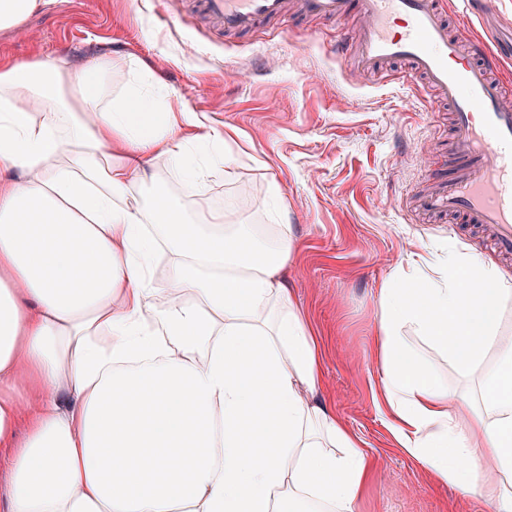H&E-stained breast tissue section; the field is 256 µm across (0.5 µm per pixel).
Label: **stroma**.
Returning a JSON list of instances; mask_svg holds the SVG:
<instances>
[{"label":"stroma","instance_id":"35a3bbf8","mask_svg":"<svg viewBox=\"0 0 512 512\" xmlns=\"http://www.w3.org/2000/svg\"><path fill=\"white\" fill-rule=\"evenodd\" d=\"M446 2L450 16L467 17L471 35L494 45L512 40V0H499L491 13L480 0ZM179 7V0H54L20 29L0 30V60L108 53L118 95L133 55L207 125L236 129L228 145L233 162L210 171L204 195L182 196L181 174L168 159H154L153 167L198 223L220 210L228 225L290 226L298 249L283 276L322 341L332 407L375 461L358 512H487L482 498L431 483L397 447L372 400L376 292L397 261L420 253L436 266L458 251L512 276V259L480 234L449 230L403 206L407 194L423 190L424 169L446 162L444 108L402 70L384 82L349 75L331 51L333 22L292 14L228 38ZM273 184L287 212L274 210ZM402 334L437 379L476 388L477 376H463L414 328Z\"/></svg>","mask_w":512,"mask_h":512}]
</instances>
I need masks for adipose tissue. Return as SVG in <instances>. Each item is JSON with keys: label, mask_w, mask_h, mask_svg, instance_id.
I'll return each instance as SVG.
<instances>
[{"label": "adipose tissue", "mask_w": 512, "mask_h": 512, "mask_svg": "<svg viewBox=\"0 0 512 512\" xmlns=\"http://www.w3.org/2000/svg\"><path fill=\"white\" fill-rule=\"evenodd\" d=\"M127 67L116 100L111 55L0 61V512H356L373 459L280 280L291 230L228 231L220 211L196 224L152 161L197 196L228 137ZM420 271L377 290L374 404L433 483L512 512V283L457 252L438 278ZM407 325L480 371L481 403L428 372ZM263 440L273 454L248 453Z\"/></svg>", "instance_id": "1"}]
</instances>
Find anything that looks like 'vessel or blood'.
Returning <instances> with one entry per match:
<instances>
[{
    "label": "vessel or blood",
    "mask_w": 512,
    "mask_h": 512,
    "mask_svg": "<svg viewBox=\"0 0 512 512\" xmlns=\"http://www.w3.org/2000/svg\"><path fill=\"white\" fill-rule=\"evenodd\" d=\"M224 32L242 33L283 18L286 0H193ZM358 12V34L341 30L334 50L357 72L383 78L402 63L448 109V175L414 194L415 212L452 217L489 232L512 254V84L501 77L503 49L467 37L443 0H298L307 19L342 22Z\"/></svg>",
    "instance_id": "b4317fda"
}]
</instances>
